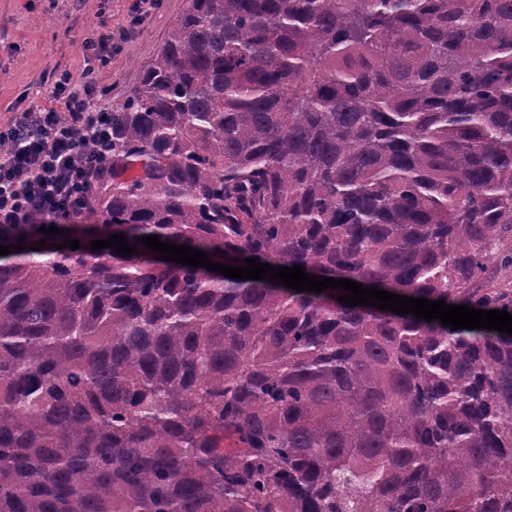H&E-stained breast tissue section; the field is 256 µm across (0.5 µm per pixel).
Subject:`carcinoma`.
Wrapping results in <instances>:
<instances>
[{"mask_svg": "<svg viewBox=\"0 0 512 512\" xmlns=\"http://www.w3.org/2000/svg\"><path fill=\"white\" fill-rule=\"evenodd\" d=\"M96 239L0 246V512H512V0H188L112 104Z\"/></svg>", "mask_w": 512, "mask_h": 512, "instance_id": "obj_1", "label": "carcinoma"}]
</instances>
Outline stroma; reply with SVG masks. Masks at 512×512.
Segmentation results:
<instances>
[{
  "label": "stroma",
  "instance_id": "obj_1",
  "mask_svg": "<svg viewBox=\"0 0 512 512\" xmlns=\"http://www.w3.org/2000/svg\"><path fill=\"white\" fill-rule=\"evenodd\" d=\"M135 2L0 0V129L14 113L46 103L53 73L80 79L88 63L86 39L129 27L131 38L113 52L111 64L97 69L106 102L121 99L187 7V0H160L142 18L132 10Z\"/></svg>",
  "mask_w": 512,
  "mask_h": 512
}]
</instances>
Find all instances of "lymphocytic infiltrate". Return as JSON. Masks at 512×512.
Masks as SVG:
<instances>
[{
    "instance_id": "obj_1",
    "label": "lymphocytic infiltrate",
    "mask_w": 512,
    "mask_h": 512,
    "mask_svg": "<svg viewBox=\"0 0 512 512\" xmlns=\"http://www.w3.org/2000/svg\"><path fill=\"white\" fill-rule=\"evenodd\" d=\"M130 29L87 39L95 63H109ZM87 68L80 85L70 74L55 81L48 101L14 113L0 132V233L41 227L88 212L90 189L104 160L99 146L111 136L112 114L102 103L96 70Z\"/></svg>"
}]
</instances>
